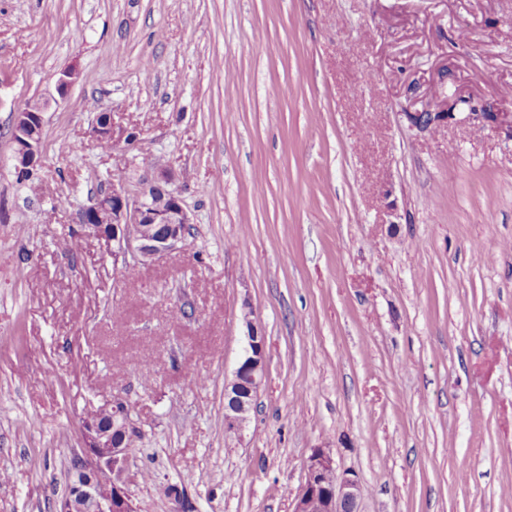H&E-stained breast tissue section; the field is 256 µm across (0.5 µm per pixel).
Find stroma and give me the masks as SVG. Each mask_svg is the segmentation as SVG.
<instances>
[{
  "label": "stroma",
  "instance_id": "35a3bbf8",
  "mask_svg": "<svg viewBox=\"0 0 512 512\" xmlns=\"http://www.w3.org/2000/svg\"><path fill=\"white\" fill-rule=\"evenodd\" d=\"M100 108L139 141L98 148ZM504 112L512 0H0V512H55L116 395L138 512H289L318 447L361 512H512ZM158 159L192 234L114 270L76 213ZM247 308L265 376L230 434ZM46 104L34 101L17 113L14 136V165L21 173L33 169L39 161L42 140L43 112Z\"/></svg>",
  "mask_w": 512,
  "mask_h": 512
}]
</instances>
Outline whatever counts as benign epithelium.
I'll return each instance as SVG.
<instances>
[{
  "mask_svg": "<svg viewBox=\"0 0 512 512\" xmlns=\"http://www.w3.org/2000/svg\"><path fill=\"white\" fill-rule=\"evenodd\" d=\"M45 109L46 104L34 101L17 113L12 140L15 169L21 173L39 161ZM93 135L115 141L112 113L97 115ZM179 179L180 173L158 160L137 178L135 191L114 185L79 211L77 222L112 244L114 269L130 257L151 261L185 241L191 218L176 188ZM244 319L246 346L224 390V428L229 433L240 431L249 420L265 372V337L251 313ZM82 430L83 445L71 458L68 488L56 512H136L126 489L131 454L127 436L135 432L129 403L119 395L112 397L83 418ZM305 470L292 512H361L357 480L337 473L326 449H313Z\"/></svg>",
  "mask_w": 512,
  "mask_h": 512,
  "instance_id": "benign-epithelium-1",
  "label": "benign epithelium"
}]
</instances>
